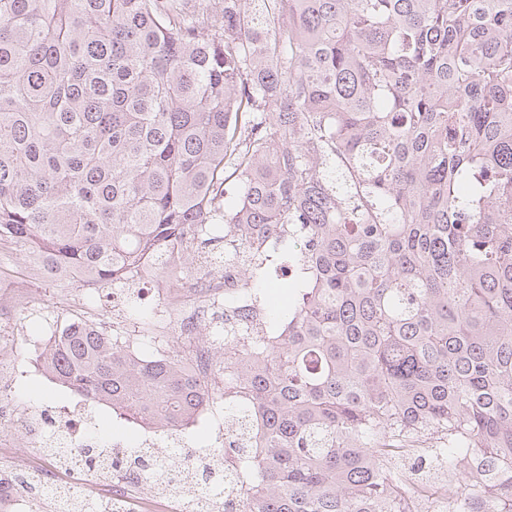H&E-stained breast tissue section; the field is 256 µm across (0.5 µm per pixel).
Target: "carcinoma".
I'll return each mask as SVG.
<instances>
[{
  "mask_svg": "<svg viewBox=\"0 0 512 512\" xmlns=\"http://www.w3.org/2000/svg\"><path fill=\"white\" fill-rule=\"evenodd\" d=\"M272 239L288 306L224 296L210 376L79 317L35 362L175 441L224 404L222 512H418L411 458L512 512V0H0V241L102 290L222 240L247 291Z\"/></svg>",
  "mask_w": 512,
  "mask_h": 512,
  "instance_id": "1",
  "label": "carcinoma"
}]
</instances>
